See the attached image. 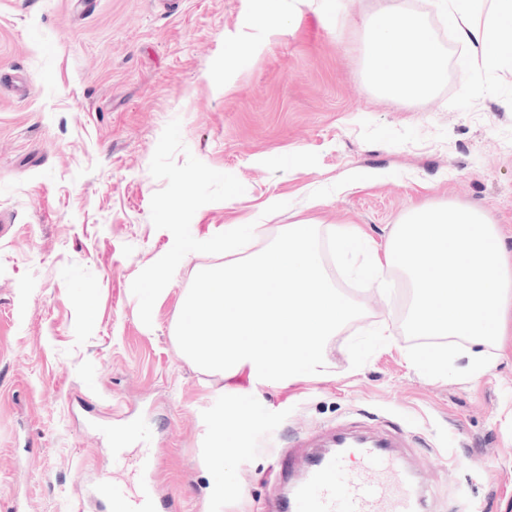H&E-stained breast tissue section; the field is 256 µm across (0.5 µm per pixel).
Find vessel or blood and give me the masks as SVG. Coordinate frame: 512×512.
I'll return each instance as SVG.
<instances>
[{
	"label": "vessel or blood",
	"mask_w": 512,
	"mask_h": 512,
	"mask_svg": "<svg viewBox=\"0 0 512 512\" xmlns=\"http://www.w3.org/2000/svg\"><path fill=\"white\" fill-rule=\"evenodd\" d=\"M335 449L310 451L305 457L289 452L288 465H303L301 478H289L285 492L270 506L271 512H423L425 497L392 439L348 430L337 431ZM113 451L120 465H132L139 480L132 491L101 482L99 498L112 502L113 512H163L151 475L154 454L129 459L125 437Z\"/></svg>",
	"instance_id": "vessel-or-blood-1"
}]
</instances>
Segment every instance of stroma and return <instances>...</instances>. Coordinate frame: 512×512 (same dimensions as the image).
Masks as SVG:
<instances>
[{"label": "stroma", "instance_id": "obj_1", "mask_svg": "<svg viewBox=\"0 0 512 512\" xmlns=\"http://www.w3.org/2000/svg\"><path fill=\"white\" fill-rule=\"evenodd\" d=\"M0 0V512H110L114 433L157 457L152 482L177 512H259L290 444L359 422L402 432L428 512H512V357L477 379L429 378L401 355L405 292L358 289L365 313L326 345L331 378L243 392L196 371L170 338L195 275L188 253L139 317L136 276L173 245L150 218L149 165L180 119L185 151L235 175L243 195L200 207L194 238L252 222L347 224L378 248L416 207L472 206L512 253V63L472 86L469 47L442 0ZM426 15L442 54L429 96L368 87L366 25L382 9ZM276 209H267L268 200ZM387 323L391 349L367 342ZM242 441L209 447L214 425ZM227 488L212 493L215 460Z\"/></svg>", "mask_w": 512, "mask_h": 512}]
</instances>
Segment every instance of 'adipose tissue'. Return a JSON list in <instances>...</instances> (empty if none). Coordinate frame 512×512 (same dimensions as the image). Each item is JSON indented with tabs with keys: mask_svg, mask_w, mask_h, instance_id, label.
<instances>
[{
	"mask_svg": "<svg viewBox=\"0 0 512 512\" xmlns=\"http://www.w3.org/2000/svg\"><path fill=\"white\" fill-rule=\"evenodd\" d=\"M448 21L472 48L469 81L512 61V0H448ZM370 28L367 54L384 68L382 92L406 98L429 91L438 79L439 49L425 17L387 9Z\"/></svg>",
	"mask_w": 512,
	"mask_h": 512,
	"instance_id": "ef3b65f1",
	"label": "adipose tissue"
}]
</instances>
